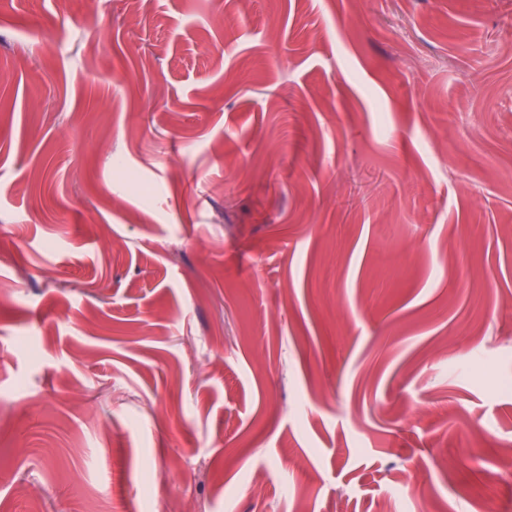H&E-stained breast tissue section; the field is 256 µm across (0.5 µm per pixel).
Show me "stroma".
Returning a JSON list of instances; mask_svg holds the SVG:
<instances>
[{
    "mask_svg": "<svg viewBox=\"0 0 512 512\" xmlns=\"http://www.w3.org/2000/svg\"><path fill=\"white\" fill-rule=\"evenodd\" d=\"M511 448L512 0H0V512H512Z\"/></svg>",
    "mask_w": 512,
    "mask_h": 512,
    "instance_id": "1",
    "label": "stroma"
}]
</instances>
